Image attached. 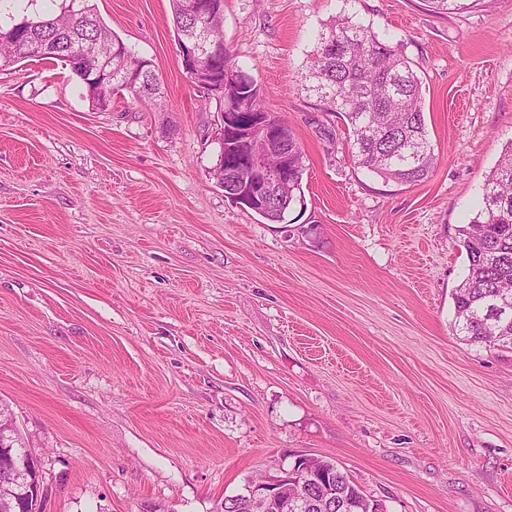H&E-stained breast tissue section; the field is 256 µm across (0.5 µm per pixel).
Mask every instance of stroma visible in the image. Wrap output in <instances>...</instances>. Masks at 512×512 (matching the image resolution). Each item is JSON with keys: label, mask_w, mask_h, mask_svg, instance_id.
Here are the masks:
<instances>
[{"label": "stroma", "mask_w": 512, "mask_h": 512, "mask_svg": "<svg viewBox=\"0 0 512 512\" xmlns=\"http://www.w3.org/2000/svg\"><path fill=\"white\" fill-rule=\"evenodd\" d=\"M152 60L163 111L91 110L58 60L0 72V404L41 460L44 512H220L296 456L380 512H512V350L453 334L458 230L512 141V0H224V41L305 153L284 222L209 177L214 109L169 0H95ZM400 41L437 156L358 167L302 77L339 12Z\"/></svg>", "instance_id": "stroma-1"}]
</instances>
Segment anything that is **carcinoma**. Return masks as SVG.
<instances>
[{"mask_svg":"<svg viewBox=\"0 0 512 512\" xmlns=\"http://www.w3.org/2000/svg\"><path fill=\"white\" fill-rule=\"evenodd\" d=\"M36 0H0V70L29 58L66 62L69 52L88 55L87 68H71L82 95L92 109L112 104L122 90L149 106L165 99L163 84L152 61L145 60L100 18L93 0H46L48 8L33 9ZM175 40L184 45L201 26L210 30L213 46L200 64L201 79L224 87V98L203 94L204 104L216 112L265 113L255 80L232 61L224 45V0H170ZM441 13L462 12L481 0H429ZM130 60L138 67L128 81L110 72L109 62ZM307 90L323 102L325 111L345 118L353 135L356 163L386 182L408 184L426 179L436 156L428 137L422 81L398 45L381 41L368 27L345 15L332 17L318 34L316 48L306 66ZM288 181L279 186L267 207L255 213L268 222L285 220L288 210L302 198L304 152L291 129H286ZM236 150H218L212 179L224 182L263 180L281 164V153L264 156L262 168L247 165L248 144L237 140ZM460 247L467 257V274L453 293V330L471 344L512 348V143L507 145L483 188V207L461 227ZM301 494L305 512H345V503L364 502L366 495L340 470L327 485L309 482Z\"/></svg>","mask_w":512,"mask_h":512,"instance_id":"cac0c4a2","label":"carcinoma"}]
</instances>
